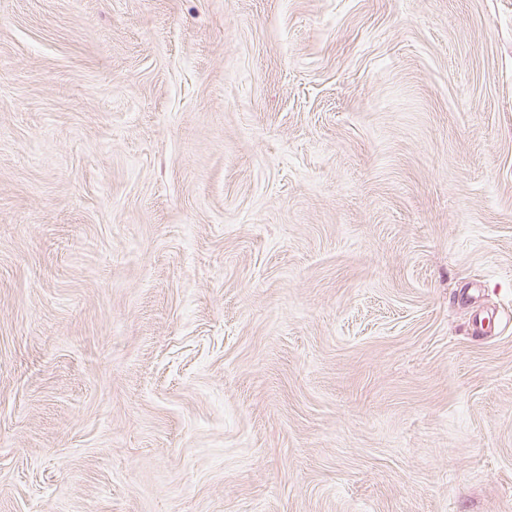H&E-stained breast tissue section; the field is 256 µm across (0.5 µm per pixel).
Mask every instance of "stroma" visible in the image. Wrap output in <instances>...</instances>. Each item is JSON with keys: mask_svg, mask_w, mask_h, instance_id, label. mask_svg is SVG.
Listing matches in <instances>:
<instances>
[{"mask_svg": "<svg viewBox=\"0 0 512 512\" xmlns=\"http://www.w3.org/2000/svg\"><path fill=\"white\" fill-rule=\"evenodd\" d=\"M0 512H512V0H0Z\"/></svg>", "mask_w": 512, "mask_h": 512, "instance_id": "35a3bbf8", "label": "stroma"}]
</instances>
